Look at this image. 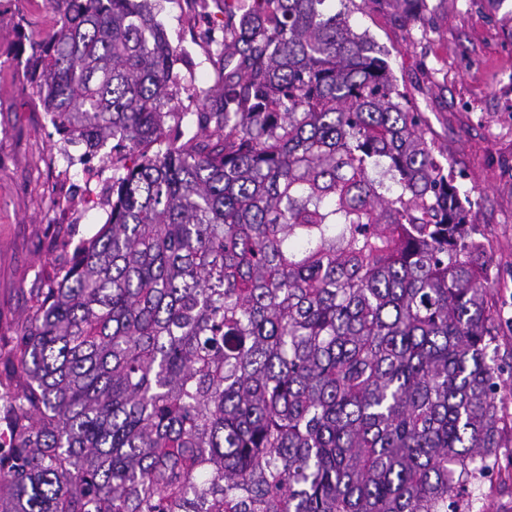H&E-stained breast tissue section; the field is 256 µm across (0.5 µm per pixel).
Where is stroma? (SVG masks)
I'll use <instances>...</instances> for the list:
<instances>
[{
  "instance_id": "1",
  "label": "stroma",
  "mask_w": 512,
  "mask_h": 512,
  "mask_svg": "<svg viewBox=\"0 0 512 512\" xmlns=\"http://www.w3.org/2000/svg\"><path fill=\"white\" fill-rule=\"evenodd\" d=\"M403 25L375 0H329L370 37L401 90L423 112L427 135L448 155L475 224L488 239L489 304L499 344L502 411L512 416V0H427ZM157 20L187 57L177 68L199 89L219 80L206 43L192 40L182 0H155ZM26 20L25 41L15 28ZM59 27L50 0H0V335L12 336L55 266L94 236L112 198V160H138L104 145L91 174L83 146L61 151L46 112L21 72L32 43ZM469 512H512V431L486 477L469 486Z\"/></svg>"
}]
</instances>
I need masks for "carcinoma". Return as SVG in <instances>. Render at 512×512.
<instances>
[{"mask_svg": "<svg viewBox=\"0 0 512 512\" xmlns=\"http://www.w3.org/2000/svg\"><path fill=\"white\" fill-rule=\"evenodd\" d=\"M50 2L36 104L143 151L0 336V512H462L505 424L486 244L373 43L224 0L220 84L173 112L147 0Z\"/></svg>", "mask_w": 512, "mask_h": 512, "instance_id": "obj_1", "label": "carcinoma"}]
</instances>
